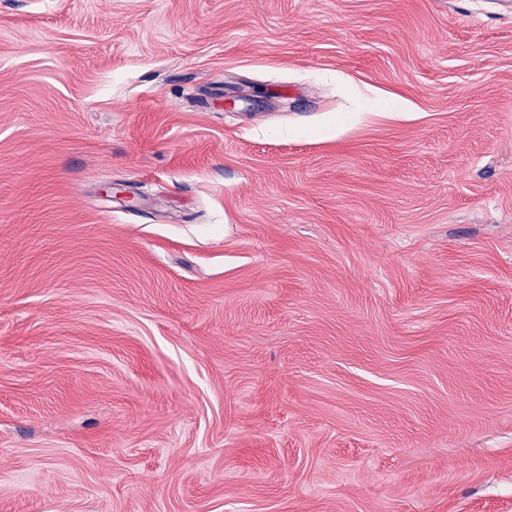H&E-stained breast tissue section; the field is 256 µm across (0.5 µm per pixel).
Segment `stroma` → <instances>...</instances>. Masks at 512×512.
I'll use <instances>...</instances> for the list:
<instances>
[{
  "label": "stroma",
  "instance_id": "obj_1",
  "mask_svg": "<svg viewBox=\"0 0 512 512\" xmlns=\"http://www.w3.org/2000/svg\"><path fill=\"white\" fill-rule=\"evenodd\" d=\"M0 512H512V0H0Z\"/></svg>",
  "mask_w": 512,
  "mask_h": 512
}]
</instances>
